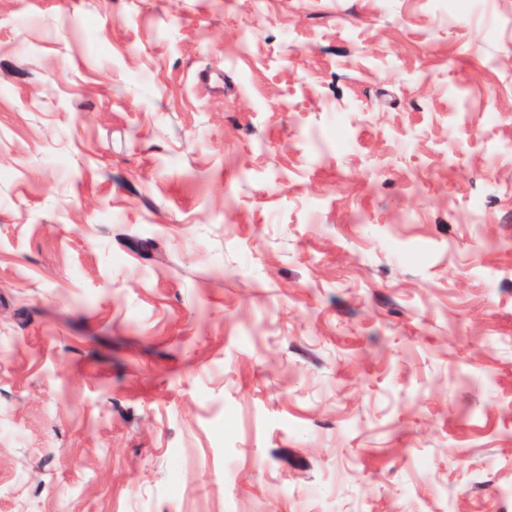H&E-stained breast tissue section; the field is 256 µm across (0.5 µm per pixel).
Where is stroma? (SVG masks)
<instances>
[{
    "label": "stroma",
    "mask_w": 512,
    "mask_h": 512,
    "mask_svg": "<svg viewBox=\"0 0 512 512\" xmlns=\"http://www.w3.org/2000/svg\"><path fill=\"white\" fill-rule=\"evenodd\" d=\"M0 512H512V0H0Z\"/></svg>",
    "instance_id": "1"
}]
</instances>
